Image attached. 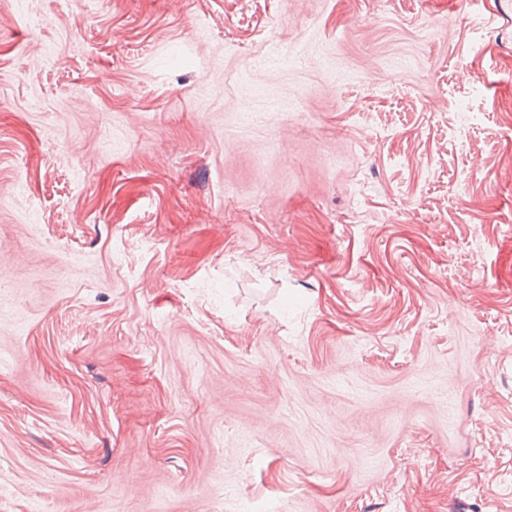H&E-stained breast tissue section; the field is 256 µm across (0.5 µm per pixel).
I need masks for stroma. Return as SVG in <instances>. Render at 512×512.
<instances>
[{"label": "stroma", "mask_w": 512, "mask_h": 512, "mask_svg": "<svg viewBox=\"0 0 512 512\" xmlns=\"http://www.w3.org/2000/svg\"><path fill=\"white\" fill-rule=\"evenodd\" d=\"M264 504L512 512V0H0V512Z\"/></svg>", "instance_id": "obj_1"}]
</instances>
